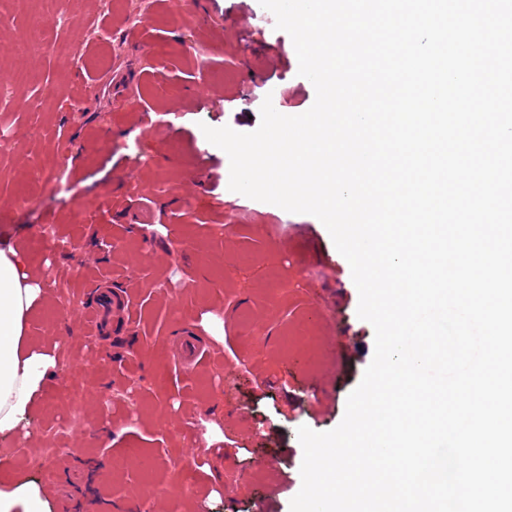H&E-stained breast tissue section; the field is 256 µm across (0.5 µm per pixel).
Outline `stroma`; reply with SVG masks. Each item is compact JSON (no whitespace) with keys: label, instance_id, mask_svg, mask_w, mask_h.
I'll return each mask as SVG.
<instances>
[{"label":"stroma","instance_id":"1","mask_svg":"<svg viewBox=\"0 0 512 512\" xmlns=\"http://www.w3.org/2000/svg\"><path fill=\"white\" fill-rule=\"evenodd\" d=\"M315 96L259 0H0V229L46 296L27 333L57 358L0 437V490L34 484L49 512H290L297 430L340 424L374 329L324 224L238 198L202 128ZM109 288L124 322L90 327Z\"/></svg>","mask_w":512,"mask_h":512}]
</instances>
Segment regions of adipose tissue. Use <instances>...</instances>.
Wrapping results in <instances>:
<instances>
[{
  "mask_svg": "<svg viewBox=\"0 0 512 512\" xmlns=\"http://www.w3.org/2000/svg\"><path fill=\"white\" fill-rule=\"evenodd\" d=\"M44 297L25 267L21 247L0 249V436L31 411L55 356L30 341L28 317Z\"/></svg>",
  "mask_w": 512,
  "mask_h": 512,
  "instance_id": "1",
  "label": "adipose tissue"
}]
</instances>
